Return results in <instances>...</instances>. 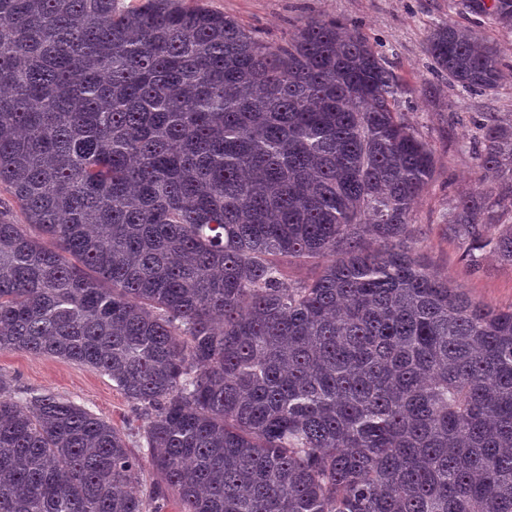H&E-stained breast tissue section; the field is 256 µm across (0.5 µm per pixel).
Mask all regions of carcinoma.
Returning <instances> with one entry per match:
<instances>
[{
  "label": "carcinoma",
  "instance_id": "obj_1",
  "mask_svg": "<svg viewBox=\"0 0 512 512\" xmlns=\"http://www.w3.org/2000/svg\"><path fill=\"white\" fill-rule=\"evenodd\" d=\"M468 8L512 28V0ZM425 51L504 79L473 29ZM400 89L340 20L272 44L183 0H0V351L104 373L145 440L0 375V512H512V310L407 244L434 155ZM475 124L512 210V126ZM494 223L448 209L468 260L512 263Z\"/></svg>",
  "mask_w": 512,
  "mask_h": 512
}]
</instances>
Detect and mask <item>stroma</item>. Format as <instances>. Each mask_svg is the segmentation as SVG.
<instances>
[{
  "label": "stroma",
  "instance_id": "1",
  "mask_svg": "<svg viewBox=\"0 0 512 512\" xmlns=\"http://www.w3.org/2000/svg\"><path fill=\"white\" fill-rule=\"evenodd\" d=\"M187 2L232 16L269 42L280 41L311 17L355 25L399 75L398 110L435 153L432 183L417 199L409 227L418 255L432 271L448 277L472 298L499 309L512 308V264L490 251L479 262H468L460 240L445 224L448 206L457 196L472 194L494 202L502 190V179L483 175L467 143L480 113L512 121V29L471 13L466 0ZM448 20L473 27L500 48L508 68L496 91L470 93L433 71L424 47L435 25ZM0 374L11 378L18 389L50 391L85 406L124 433L131 450L140 449L144 418L107 375L85 365L15 351L0 352Z\"/></svg>",
  "mask_w": 512,
  "mask_h": 512
}]
</instances>
